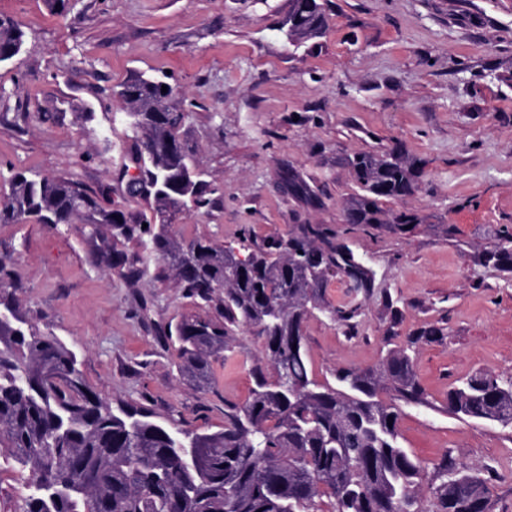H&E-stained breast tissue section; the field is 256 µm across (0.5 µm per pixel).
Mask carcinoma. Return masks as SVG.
I'll list each match as a JSON object with an SVG mask.
<instances>
[{
  "label": "carcinoma",
  "instance_id": "obj_1",
  "mask_svg": "<svg viewBox=\"0 0 512 512\" xmlns=\"http://www.w3.org/2000/svg\"><path fill=\"white\" fill-rule=\"evenodd\" d=\"M289 42L322 35L328 18L319 0H293ZM20 25L0 17V63L24 45ZM138 148L137 176L124 193L145 201L152 216L137 219L104 207L97 196L64 177L18 171L0 198V224H71L91 228L109 266L138 273L139 258L121 249L136 240L161 259L177 285L212 315L167 325L177 338L183 376L204 390L210 359L230 349L241 327L264 339L262 366L253 369L251 398L224 410V429L189 433L142 407L116 408L83 378L77 355L50 331L20 313L15 261L0 255V448L31 468V493L17 512H425L419 490L427 466L403 448L401 407L426 403L412 352L444 340L445 328L426 325L406 337L375 368L341 369L337 385L312 376L304 343L307 319L327 310L348 322L359 305L326 304L329 278L346 279L353 294L373 288L374 271L347 244L306 224L288 239H271L246 264L233 249L207 237L188 242L170 232L169 216L191 202L206 204L203 170L182 138L186 113L172 87L138 73L117 91ZM357 192L347 224L406 233L421 223L412 212L393 215L382 201L413 194L420 163L399 148L359 153L348 160ZM480 263L512 272V236L495 234ZM446 408L459 419L512 423V375L479 372L448 391ZM435 512H489L479 475L433 464Z\"/></svg>",
  "mask_w": 512,
  "mask_h": 512
}]
</instances>
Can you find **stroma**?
Returning a JSON list of instances; mask_svg holds the SVG:
<instances>
[{"mask_svg":"<svg viewBox=\"0 0 512 512\" xmlns=\"http://www.w3.org/2000/svg\"><path fill=\"white\" fill-rule=\"evenodd\" d=\"M326 35L289 44L293 0H0L26 44L0 65V193L11 174L62 176L132 215L147 205L117 190L136 137L117 85L135 73L167 80L188 114L184 139L209 184L171 231L204 234L246 253L299 225L319 224L375 273L352 322L314 312L305 324L312 374L376 364L424 324L447 327L414 355L426 392L404 407L399 442L421 461L448 459L485 479L490 512H512V425L461 420L448 391L476 372L512 374V273L478 261L496 230L512 231V0H323ZM401 148L421 160L417 190L388 199L413 232H346L356 186L345 160ZM303 178L316 201L288 192ZM87 225L0 224L28 321L81 356L86 384L111 404L217 431L243 404L264 341L241 328L211 360L207 390L178 372L158 331L198 309L151 258L129 284L96 263ZM30 471L0 450V512L29 493Z\"/></svg>","mask_w":512,"mask_h":512,"instance_id":"stroma-1","label":"stroma"}]
</instances>
